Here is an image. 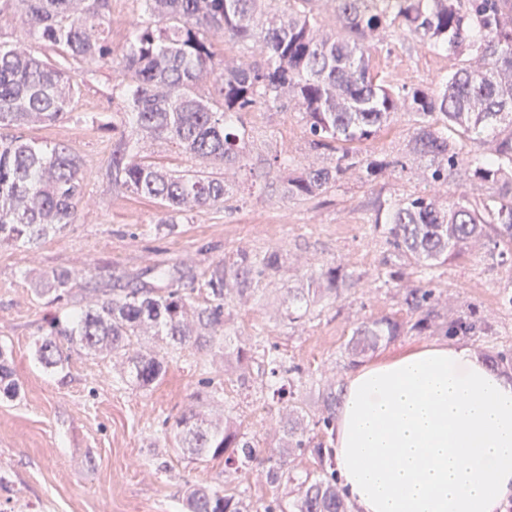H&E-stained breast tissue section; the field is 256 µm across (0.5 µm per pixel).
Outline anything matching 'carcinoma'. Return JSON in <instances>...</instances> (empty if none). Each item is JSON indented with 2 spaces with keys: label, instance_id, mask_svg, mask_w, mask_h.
<instances>
[{
  "label": "carcinoma",
  "instance_id": "carcinoma-1",
  "mask_svg": "<svg viewBox=\"0 0 512 512\" xmlns=\"http://www.w3.org/2000/svg\"><path fill=\"white\" fill-rule=\"evenodd\" d=\"M21 6L31 33L62 49L65 59L113 60L128 101L125 126L113 144L112 179L134 194L159 201L176 218L224 203L229 186L209 169L246 167L241 113L287 101L299 112L314 151L332 153L335 164L298 167L274 158L284 192L313 198L356 169L372 182L399 158L361 155L357 146L375 138L395 112H409L414 127L407 155L424 162L421 180L431 190L392 202L374 229L394 249L404 269L401 304L410 320H362L344 348L348 362L401 336L445 330L449 336H490V327L465 317L445 318L440 297L424 282L428 271L464 255L485 240L512 246V0H329L336 30L318 23L319 0H140L144 19L117 58L102 37L110 0H3ZM404 32L430 47L464 55L463 66L432 89L391 87L371 71L373 39ZM259 49L258 56L213 67V39ZM211 77L218 97L202 93ZM79 93L60 64L33 55L23 42H0V128L48 125L63 120ZM458 138H453L450 133ZM146 139H162L202 163L172 170L150 159ZM491 143L487 153L465 156L462 142ZM458 177L457 196L439 188ZM491 185L496 194L473 198L466 187ZM83 189L82 160L66 144L43 146L21 136L0 137V244H37L73 222ZM411 269L417 278L404 273ZM283 269L282 255L236 253L230 267L170 270L150 266L104 294L85 285L84 305L53 317L36 353L47 368L65 366L74 351L122 363L120 377L149 389L167 372L168 351L216 349L224 354L227 381L245 384L251 349L227 342L224 309L235 295L255 293ZM78 274L56 268L39 274L34 292L49 302L72 295ZM359 277L326 265L305 288L288 289L285 319L292 324L322 301L355 292ZM159 336V349H144L142 336ZM262 391L288 398L279 447L267 453V480L275 490L288 482L296 496L274 498L259 509L219 486L195 484L182 498L184 512H350L325 442L318 431L334 425L339 395L330 388L311 422L299 412V367L275 355L260 365ZM6 352L0 348V394L16 395ZM173 446L205 462L221 460L239 470L260 459L259 442L242 420L208 417L190 408L170 431ZM317 468L299 477L292 463L304 455Z\"/></svg>",
  "mask_w": 512,
  "mask_h": 512
}]
</instances>
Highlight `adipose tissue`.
Listing matches in <instances>:
<instances>
[{
	"label": "adipose tissue",
	"instance_id": "adipose-tissue-1",
	"mask_svg": "<svg viewBox=\"0 0 512 512\" xmlns=\"http://www.w3.org/2000/svg\"><path fill=\"white\" fill-rule=\"evenodd\" d=\"M332 455L355 512H506L512 374L462 341L361 366L346 380Z\"/></svg>",
	"mask_w": 512,
	"mask_h": 512
}]
</instances>
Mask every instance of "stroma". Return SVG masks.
<instances>
[{"instance_id":"obj_1","label":"stroma","mask_w":512,"mask_h":512,"mask_svg":"<svg viewBox=\"0 0 512 512\" xmlns=\"http://www.w3.org/2000/svg\"><path fill=\"white\" fill-rule=\"evenodd\" d=\"M110 4L104 27L118 52L142 12L139 0ZM0 40L23 42L41 58L54 54L14 8L0 12ZM461 62V56L405 33L377 43L372 52L374 74L395 87H436ZM72 76L80 93L68 118L24 135L47 145L70 144L80 156L84 190L74 221L34 249L0 247V347L8 350L20 385L17 397L0 394V512H181L186 488L197 483L225 485L255 502L271 499L263 466L237 473L200 462L173 448L167 435L176 418L201 404L244 420L261 446H272L285 409L261 400L259 378L246 388L227 383L223 358L193 349L170 360L165 377L147 390L122 384L118 367L83 351L72 353L64 369L44 368L35 343L60 307L34 294L33 278L45 269L75 268L103 285L157 263L201 268L232 263L243 248L280 250L282 273L263 293L235 298L224 317L234 341L257 340L302 368L309 380L300 389V404L314 415L324 385H345L351 367L342 352L357 322L406 317L398 286L386 274L399 261L375 232L374 220L379 207L423 192L420 164L408 160L405 169L386 171L371 183L352 170L320 196L287 197L269 168L274 155L298 166L328 165L333 158L310 150L296 110L261 108L241 116L250 133L251 166L234 174L233 194L168 226L159 201L112 181V124L127 108L117 71L110 62L93 61L75 65ZM411 132L410 116L398 114L362 150L405 157ZM326 264L355 271L360 288L297 323L283 322L288 289L305 287L307 272ZM432 277L449 318L467 313L491 325L492 335L466 339L479 356L512 349V305L505 300L512 292V253L479 246L434 269Z\"/></svg>"}]
</instances>
